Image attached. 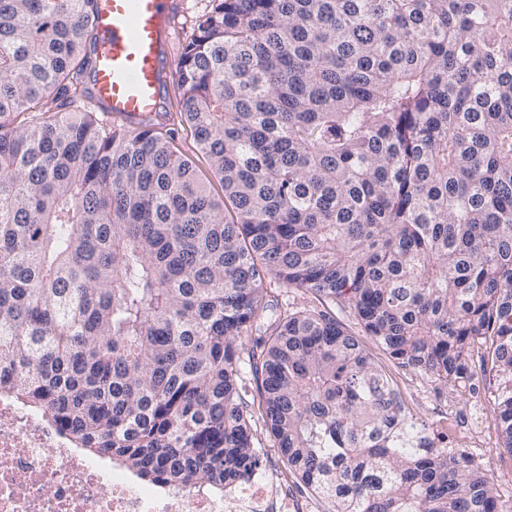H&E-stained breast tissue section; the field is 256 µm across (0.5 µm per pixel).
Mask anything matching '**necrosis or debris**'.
<instances>
[{
  "label": "necrosis or debris",
  "mask_w": 512,
  "mask_h": 512,
  "mask_svg": "<svg viewBox=\"0 0 512 512\" xmlns=\"http://www.w3.org/2000/svg\"><path fill=\"white\" fill-rule=\"evenodd\" d=\"M267 468L231 491L199 485L160 490L83 455L54 425L0 396V512H304L282 497Z\"/></svg>",
  "instance_id": "1"
}]
</instances>
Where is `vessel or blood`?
I'll return each instance as SVG.
<instances>
[{
    "label": "vessel or blood",
    "mask_w": 512,
    "mask_h": 512,
    "mask_svg": "<svg viewBox=\"0 0 512 512\" xmlns=\"http://www.w3.org/2000/svg\"><path fill=\"white\" fill-rule=\"evenodd\" d=\"M182 0H94L100 37L94 93L106 111L137 119L156 115L174 77L173 29Z\"/></svg>",
    "instance_id": "vessel-or-blood-1"
}]
</instances>
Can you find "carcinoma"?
I'll list each match as a JSON object with an SVG mask.
<instances>
[{
	"instance_id": "obj_1",
	"label": "carcinoma",
	"mask_w": 512,
	"mask_h": 512,
	"mask_svg": "<svg viewBox=\"0 0 512 512\" xmlns=\"http://www.w3.org/2000/svg\"><path fill=\"white\" fill-rule=\"evenodd\" d=\"M91 4L0 0V394L153 484L245 479L257 413L330 512H500L333 309L492 374L512 453V0H219L177 71L219 199L86 109ZM266 286L268 291H270L271 295H274L279 298L282 302L286 301L293 306L298 308H303L315 301L313 296L310 293L304 292V290L296 289V288H282L280 285L274 281L271 283L267 282Z\"/></svg>"
}]
</instances>
